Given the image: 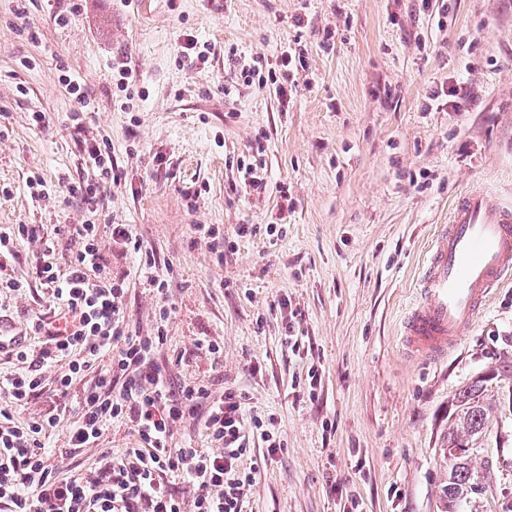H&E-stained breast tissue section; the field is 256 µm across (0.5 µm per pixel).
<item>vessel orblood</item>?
I'll return each mask as SVG.
<instances>
[{
    "label": "vessel or blood",
    "mask_w": 512,
    "mask_h": 512,
    "mask_svg": "<svg viewBox=\"0 0 512 512\" xmlns=\"http://www.w3.org/2000/svg\"><path fill=\"white\" fill-rule=\"evenodd\" d=\"M510 272L512 207L484 191L460 196L428 245L417 298L402 319L406 350L415 357H444Z\"/></svg>",
    "instance_id": "vessel-or-blood-1"
}]
</instances>
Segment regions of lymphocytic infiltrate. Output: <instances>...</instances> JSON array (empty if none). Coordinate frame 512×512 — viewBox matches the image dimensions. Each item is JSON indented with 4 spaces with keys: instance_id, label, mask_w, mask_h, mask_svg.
<instances>
[{
    "instance_id": "obj_1",
    "label": "lymphocytic infiltrate",
    "mask_w": 512,
    "mask_h": 512,
    "mask_svg": "<svg viewBox=\"0 0 512 512\" xmlns=\"http://www.w3.org/2000/svg\"><path fill=\"white\" fill-rule=\"evenodd\" d=\"M87 153L97 182L70 183L66 190L93 204L120 176L108 141L88 142ZM110 231L113 253L138 256L134 271L112 272L96 224H60L46 236L35 224L0 233L1 258L14 256L18 240H42L36 275L64 305L62 316L28 318L25 333L32 341L10 352L17 368L0 375V392L7 397L0 404V512H252L248 490L257 468L244 463L250 440L261 437L270 457L281 451V441L261 417H246L243 394L228 389L217 396L202 381L171 383L157 356L168 345L172 304L158 307L146 335L124 307L131 275H149L161 295L168 284L152 278L155 254L133 225L114 224ZM61 236L70 244L62 267L50 259ZM104 357L109 365L103 369ZM52 367L60 373L49 381L44 371ZM85 375L92 382L75 411L66 455L100 448L112 427L126 428L134 442L117 453L101 449L97 474L64 476L50 465L45 440L67 410L72 384ZM43 396L55 402V411L21 418ZM190 419L199 420L207 447L174 445V428Z\"/></svg>"
}]
</instances>
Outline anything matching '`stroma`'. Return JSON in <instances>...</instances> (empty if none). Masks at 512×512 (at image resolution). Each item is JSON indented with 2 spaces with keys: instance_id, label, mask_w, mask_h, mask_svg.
<instances>
[{
  "instance_id": "stroma-1",
  "label": "stroma",
  "mask_w": 512,
  "mask_h": 512,
  "mask_svg": "<svg viewBox=\"0 0 512 512\" xmlns=\"http://www.w3.org/2000/svg\"><path fill=\"white\" fill-rule=\"evenodd\" d=\"M295 40L307 67L284 106L241 71ZM440 87L455 96L438 109ZM96 135L121 181L92 206L60 184L92 178L83 148ZM258 159L268 187L245 192L238 167ZM35 172L42 199L27 187ZM468 190L512 205V0H451L442 27L418 0H0V231L135 225L170 281L171 378L240 390L277 420L272 464L259 441L248 457L261 465L254 512H444L448 417L486 375L484 488L464 512H512V282L447 357L415 359L401 344L429 240ZM243 224L255 234L239 235ZM204 225L223 231V259ZM41 256L23 240L0 261V277L26 284L0 294L1 326L54 307L35 279ZM157 301L131 280L124 306L141 331ZM198 336L223 346L222 364L195 352ZM70 422L61 414L49 439L62 472L97 470L101 448L130 445L114 428L63 457Z\"/></svg>"
}]
</instances>
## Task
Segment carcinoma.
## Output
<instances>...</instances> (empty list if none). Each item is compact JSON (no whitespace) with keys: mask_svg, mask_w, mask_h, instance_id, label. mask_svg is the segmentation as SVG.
<instances>
[{"mask_svg":"<svg viewBox=\"0 0 512 512\" xmlns=\"http://www.w3.org/2000/svg\"><path fill=\"white\" fill-rule=\"evenodd\" d=\"M487 378H479L458 394L456 411L448 422V484L442 493L448 512H461L470 499L482 491L475 462L482 454L481 439L489 427L487 409L483 404L488 391Z\"/></svg>","mask_w":512,"mask_h":512,"instance_id":"1","label":"carcinoma"}]
</instances>
